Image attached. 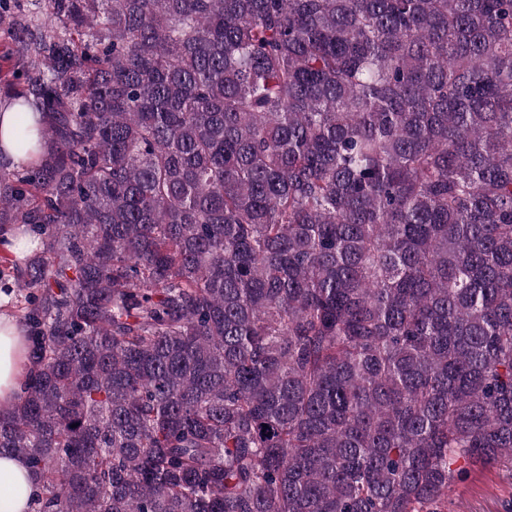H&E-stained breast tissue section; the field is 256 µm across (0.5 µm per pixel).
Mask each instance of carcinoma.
<instances>
[{
    "mask_svg": "<svg viewBox=\"0 0 512 512\" xmlns=\"http://www.w3.org/2000/svg\"><path fill=\"white\" fill-rule=\"evenodd\" d=\"M0 32L33 512L512 477V0H0Z\"/></svg>",
    "mask_w": 512,
    "mask_h": 512,
    "instance_id": "cac0c4a2",
    "label": "carcinoma"
}]
</instances>
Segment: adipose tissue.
<instances>
[{
	"label": "adipose tissue",
	"instance_id": "obj_1",
	"mask_svg": "<svg viewBox=\"0 0 512 512\" xmlns=\"http://www.w3.org/2000/svg\"><path fill=\"white\" fill-rule=\"evenodd\" d=\"M28 365L25 330L7 312L0 313V410L15 401ZM36 488L25 463L13 456L0 457V512H30Z\"/></svg>",
	"mask_w": 512,
	"mask_h": 512
}]
</instances>
